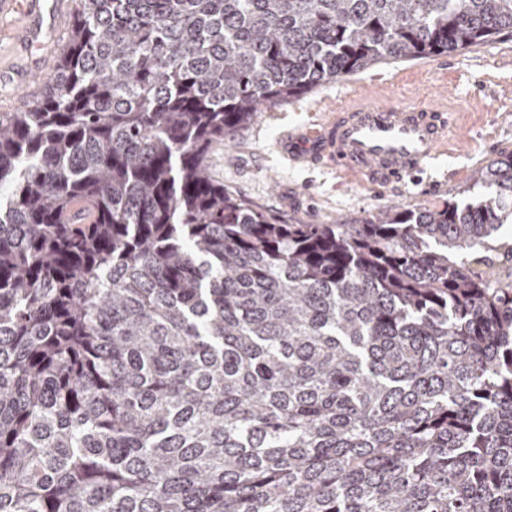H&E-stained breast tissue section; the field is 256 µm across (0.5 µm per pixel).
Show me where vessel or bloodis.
<instances>
[{"label":"vessel or blood","mask_w":512,"mask_h":512,"mask_svg":"<svg viewBox=\"0 0 512 512\" xmlns=\"http://www.w3.org/2000/svg\"><path fill=\"white\" fill-rule=\"evenodd\" d=\"M457 117L445 103H379L352 99L304 133L305 145L282 143L301 162L327 161L363 182L389 184L414 176L436 154L447 152Z\"/></svg>","instance_id":"b4317fda"}]
</instances>
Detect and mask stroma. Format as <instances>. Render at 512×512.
Returning <instances> with one entry per match:
<instances>
[{
	"label": "stroma",
	"instance_id": "35a3bbf8",
	"mask_svg": "<svg viewBox=\"0 0 512 512\" xmlns=\"http://www.w3.org/2000/svg\"><path fill=\"white\" fill-rule=\"evenodd\" d=\"M78 0H14L0 9V112L40 96L69 43ZM57 21H50V14ZM32 41L20 38L23 26ZM433 101L446 98L458 113L454 144L415 181L374 189L323 166L296 164L278 149L282 139L316 128L351 98ZM512 152V37L449 54L380 63L259 113L234 143L216 145L208 165L254 206L288 224H342L389 205L435 208L471 183L477 169Z\"/></svg>",
	"mask_w": 512,
	"mask_h": 512
}]
</instances>
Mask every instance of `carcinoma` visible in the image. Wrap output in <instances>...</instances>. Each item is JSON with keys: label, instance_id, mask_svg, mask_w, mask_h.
Wrapping results in <instances>:
<instances>
[{"label": "carcinoma", "instance_id": "cac0c4a2", "mask_svg": "<svg viewBox=\"0 0 512 512\" xmlns=\"http://www.w3.org/2000/svg\"><path fill=\"white\" fill-rule=\"evenodd\" d=\"M505 34L512 0H80L0 113V512H512V153L355 224L208 167L290 97Z\"/></svg>", "mask_w": 512, "mask_h": 512}]
</instances>
